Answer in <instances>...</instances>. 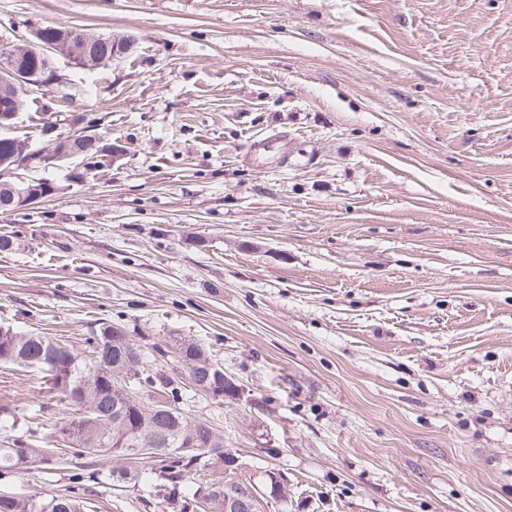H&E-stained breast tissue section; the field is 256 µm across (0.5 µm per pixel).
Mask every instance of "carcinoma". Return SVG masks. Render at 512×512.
I'll list each match as a JSON object with an SVG mask.
<instances>
[{
    "label": "carcinoma",
    "instance_id": "cac0c4a2",
    "mask_svg": "<svg viewBox=\"0 0 512 512\" xmlns=\"http://www.w3.org/2000/svg\"><path fill=\"white\" fill-rule=\"evenodd\" d=\"M92 52L100 56H121L114 51L108 34H97ZM28 66L38 70L41 83L55 80L56 67L39 49H32ZM14 121L0 122V194L8 195L1 164L28 148L27 138L1 134ZM112 322H101L84 338L85 355L68 343L40 334L19 332L0 326V366L18 367L41 374L42 384L58 397L72 417L60 428H48V419L29 421L18 429L20 418L7 405H0V430L7 433L0 443V477L19 473L27 465L42 463L45 474L55 466L71 464L70 480L75 493L31 495L0 492V512H91L90 485L137 484L145 479L156 488V512H224V498L212 490L214 478L224 474V445L210 444V430L196 422V411L188 404V389L171 381L170 373L155 367L149 355L173 353L176 369L200 374L207 384L198 396L224 404L234 393L222 377L223 368L205 374L210 361L203 345L191 339L170 336L164 342L140 347L143 367L125 389L113 383V373L124 367L128 353L126 338L112 335ZM161 398L168 403L160 415H144L140 406ZM155 441L154 465L142 472L130 449L138 441ZM111 456L119 466L105 471L97 458Z\"/></svg>",
    "mask_w": 512,
    "mask_h": 512
}]
</instances>
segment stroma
<instances>
[{"instance_id": "1", "label": "stroma", "mask_w": 512, "mask_h": 512, "mask_svg": "<svg viewBox=\"0 0 512 512\" xmlns=\"http://www.w3.org/2000/svg\"><path fill=\"white\" fill-rule=\"evenodd\" d=\"M49 24L132 37L51 104L124 153L0 209V325L215 350L239 394L195 409L264 512H512V0H0Z\"/></svg>"}]
</instances>
